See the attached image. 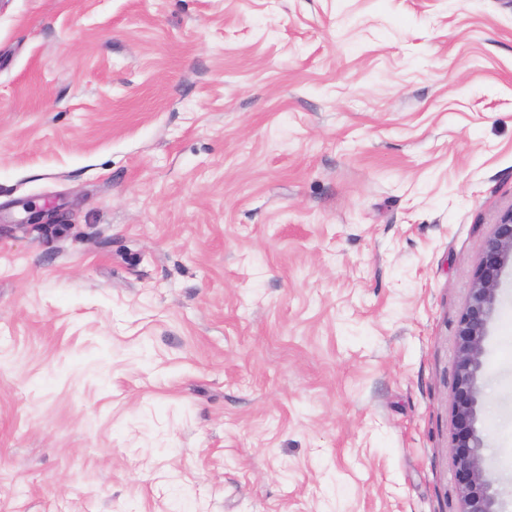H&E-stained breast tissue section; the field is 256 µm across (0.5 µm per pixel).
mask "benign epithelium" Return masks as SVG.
Instances as JSON below:
<instances>
[{
    "mask_svg": "<svg viewBox=\"0 0 512 512\" xmlns=\"http://www.w3.org/2000/svg\"><path fill=\"white\" fill-rule=\"evenodd\" d=\"M512 265V207L504 211L483 248L456 332V374L449 448L459 512H500L499 493L486 479L484 437L477 428L487 324L498 304L501 275Z\"/></svg>",
    "mask_w": 512,
    "mask_h": 512,
    "instance_id": "obj_1",
    "label": "benign epithelium"
}]
</instances>
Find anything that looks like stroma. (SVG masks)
I'll list each match as a JSON object with an SVG mask.
<instances>
[{
  "instance_id": "obj_1",
  "label": "stroma",
  "mask_w": 512,
  "mask_h": 512,
  "mask_svg": "<svg viewBox=\"0 0 512 512\" xmlns=\"http://www.w3.org/2000/svg\"><path fill=\"white\" fill-rule=\"evenodd\" d=\"M511 207L512 0H0V512H458ZM512 268V207L504 211L483 248L456 332V374L449 448L458 512H501L499 493L486 479L484 437L477 428L487 324L498 304L504 268Z\"/></svg>"
}]
</instances>
